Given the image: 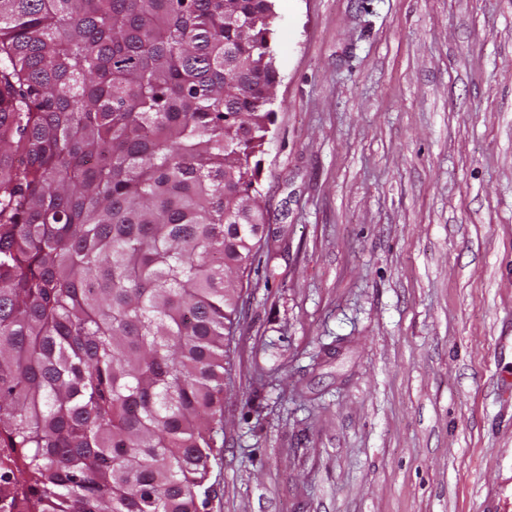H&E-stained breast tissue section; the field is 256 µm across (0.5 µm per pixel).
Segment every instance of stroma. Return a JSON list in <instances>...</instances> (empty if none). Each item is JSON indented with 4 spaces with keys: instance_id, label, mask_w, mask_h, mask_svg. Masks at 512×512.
Wrapping results in <instances>:
<instances>
[{
    "instance_id": "stroma-1",
    "label": "stroma",
    "mask_w": 512,
    "mask_h": 512,
    "mask_svg": "<svg viewBox=\"0 0 512 512\" xmlns=\"http://www.w3.org/2000/svg\"><path fill=\"white\" fill-rule=\"evenodd\" d=\"M271 28L204 512H512V0H275Z\"/></svg>"
}]
</instances>
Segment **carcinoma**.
Segmentation results:
<instances>
[{
	"mask_svg": "<svg viewBox=\"0 0 512 512\" xmlns=\"http://www.w3.org/2000/svg\"><path fill=\"white\" fill-rule=\"evenodd\" d=\"M273 15L0 0V512L205 506Z\"/></svg>",
	"mask_w": 512,
	"mask_h": 512,
	"instance_id": "obj_1",
	"label": "carcinoma"
}]
</instances>
